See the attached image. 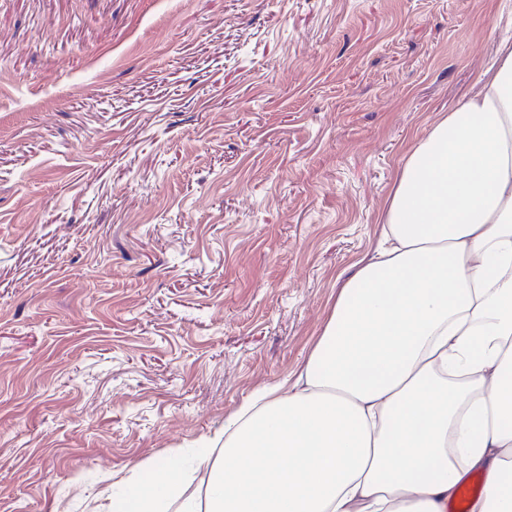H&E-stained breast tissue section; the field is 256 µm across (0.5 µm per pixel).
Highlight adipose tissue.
<instances>
[{
    "label": "adipose tissue",
    "mask_w": 512,
    "mask_h": 512,
    "mask_svg": "<svg viewBox=\"0 0 512 512\" xmlns=\"http://www.w3.org/2000/svg\"><path fill=\"white\" fill-rule=\"evenodd\" d=\"M201 495L158 464L107 512H512V45L409 152L295 378L236 411Z\"/></svg>",
    "instance_id": "ef3b65f1"
}]
</instances>
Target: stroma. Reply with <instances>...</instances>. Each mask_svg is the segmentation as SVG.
Here are the masks:
<instances>
[{
	"label": "stroma",
	"instance_id": "stroma-1",
	"mask_svg": "<svg viewBox=\"0 0 512 512\" xmlns=\"http://www.w3.org/2000/svg\"><path fill=\"white\" fill-rule=\"evenodd\" d=\"M512 0H0V512H101L302 367Z\"/></svg>",
	"mask_w": 512,
	"mask_h": 512
}]
</instances>
